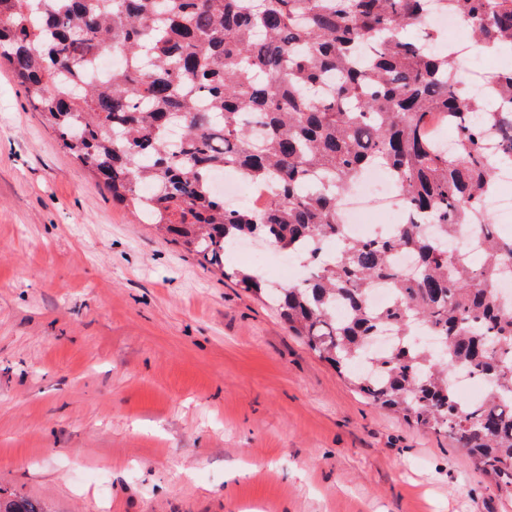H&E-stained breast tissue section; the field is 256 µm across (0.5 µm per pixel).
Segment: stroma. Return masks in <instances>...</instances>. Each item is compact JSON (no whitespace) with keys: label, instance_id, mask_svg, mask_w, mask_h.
Here are the masks:
<instances>
[{"label":"stroma","instance_id":"obj_1","mask_svg":"<svg viewBox=\"0 0 512 512\" xmlns=\"http://www.w3.org/2000/svg\"><path fill=\"white\" fill-rule=\"evenodd\" d=\"M0 491L50 512H512L114 205L0 68Z\"/></svg>","mask_w":512,"mask_h":512}]
</instances>
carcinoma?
<instances>
[{
  "mask_svg": "<svg viewBox=\"0 0 512 512\" xmlns=\"http://www.w3.org/2000/svg\"><path fill=\"white\" fill-rule=\"evenodd\" d=\"M0 0V60L60 146L111 194L224 277L262 295L361 397L448 437L496 491L512 498V303L496 283L512 267L480 202L512 164V69L476 94L449 80L441 34L406 37L427 0ZM484 51H512V0H445ZM121 57L93 78L100 52ZM451 126V149L431 133ZM497 135V150L484 142ZM387 170L404 220L391 236L347 237L342 194L365 170ZM265 184L263 207H229L216 170ZM466 227L483 257L451 247ZM254 237L309 269L269 288L255 270H225L227 249ZM399 252L416 260L408 275ZM393 304L374 309L369 286ZM348 310L336 317V307ZM390 326L396 347L369 352ZM427 327L437 347L416 342ZM490 380L479 401L451 375ZM0 512H47L0 497Z\"/></svg>",
  "mask_w": 512,
  "mask_h": 512,
  "instance_id": "cac0c4a2",
  "label": "carcinoma"
}]
</instances>
